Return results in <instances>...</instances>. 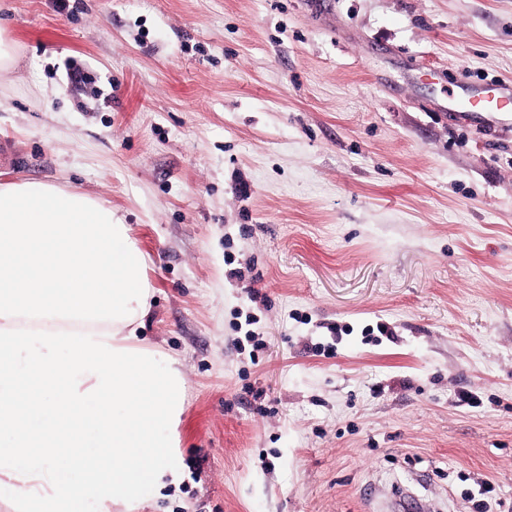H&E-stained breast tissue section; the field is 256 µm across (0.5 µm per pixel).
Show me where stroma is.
Masks as SVG:
<instances>
[{
  "label": "stroma",
  "mask_w": 512,
  "mask_h": 512,
  "mask_svg": "<svg viewBox=\"0 0 512 512\" xmlns=\"http://www.w3.org/2000/svg\"><path fill=\"white\" fill-rule=\"evenodd\" d=\"M0 182L108 202L181 371L137 512H512V0H0ZM251 186L249 196L236 191ZM448 112L490 113L509 116L512 112V84L508 82L488 84L480 90L465 91L448 96Z\"/></svg>",
  "instance_id": "1"
}]
</instances>
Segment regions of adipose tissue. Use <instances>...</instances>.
Returning a JSON list of instances; mask_svg holds the SVG:
<instances>
[{
  "label": "adipose tissue",
  "mask_w": 512,
  "mask_h": 512,
  "mask_svg": "<svg viewBox=\"0 0 512 512\" xmlns=\"http://www.w3.org/2000/svg\"><path fill=\"white\" fill-rule=\"evenodd\" d=\"M152 286L106 202L0 183V502L107 512L178 484L181 374L138 330Z\"/></svg>",
  "instance_id": "adipose-tissue-1"
}]
</instances>
